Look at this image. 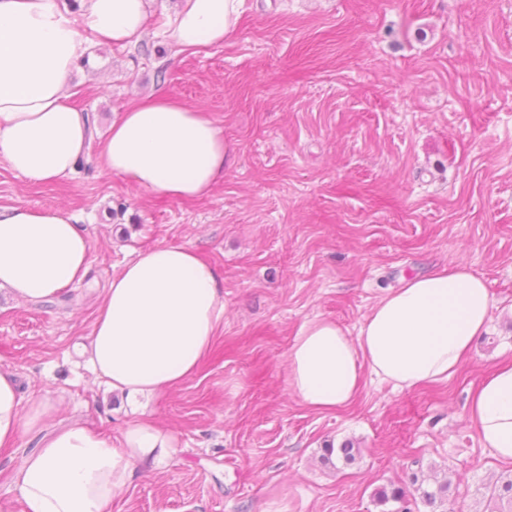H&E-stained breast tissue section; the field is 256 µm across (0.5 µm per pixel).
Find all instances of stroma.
Here are the masks:
<instances>
[{"label":"stroma","instance_id":"stroma-1","mask_svg":"<svg viewBox=\"0 0 512 512\" xmlns=\"http://www.w3.org/2000/svg\"><path fill=\"white\" fill-rule=\"evenodd\" d=\"M71 104L103 140L135 101L172 95L212 112L234 161L213 193L157 201L100 166L32 182L0 165V206L81 213L88 277L66 299L0 293V369L23 402L59 400L54 425L120 445L143 416L176 453L137 465L111 512H491L512 478L466 417L468 394L512 359V0H244L223 45L173 53L147 35L78 68ZM180 242L224 285V323L196 374L135 401L80 361L96 299L137 251ZM451 261L493 295L490 327L448 381L400 390L366 375L349 406L291 395L286 353L300 326L357 336L386 289ZM37 435L0 452V500ZM359 455L332 467L326 445ZM447 478L423 504L412 477Z\"/></svg>","mask_w":512,"mask_h":512}]
</instances>
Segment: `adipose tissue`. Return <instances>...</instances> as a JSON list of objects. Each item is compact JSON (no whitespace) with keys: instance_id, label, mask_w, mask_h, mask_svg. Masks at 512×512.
Listing matches in <instances>:
<instances>
[{"instance_id":"obj_1","label":"adipose tissue","mask_w":512,"mask_h":512,"mask_svg":"<svg viewBox=\"0 0 512 512\" xmlns=\"http://www.w3.org/2000/svg\"><path fill=\"white\" fill-rule=\"evenodd\" d=\"M153 0H0V162L44 182L72 173L84 153L87 119L70 105L68 78L95 49L142 41ZM243 0H177L158 28L178 51L223 45ZM214 115L162 95L114 120L100 149L103 169L158 199L210 195L231 162ZM91 240L77 215L0 207V289L21 302L58 297L90 269ZM493 297L463 262L387 290L357 337L317 317L298 330L286 357L289 392L308 407L349 404L371 373L400 389L443 381L486 333ZM224 321L217 272L184 243L140 251L112 277L81 352L113 392L131 399L170 391L192 377ZM57 401L22 404L11 372L0 370V448L40 439L23 455L15 484L25 512H111L137 462L177 450L155 423L132 422L120 447L85 427L46 431ZM467 417L488 448L512 462V362L484 377Z\"/></svg>"}]
</instances>
